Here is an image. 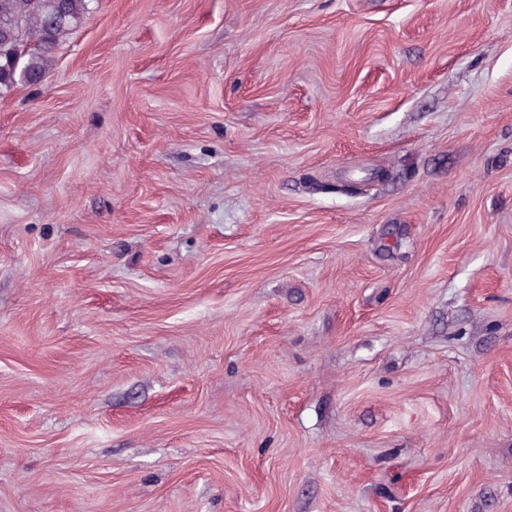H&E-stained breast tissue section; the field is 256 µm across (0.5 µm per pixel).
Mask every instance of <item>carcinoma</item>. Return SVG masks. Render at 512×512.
I'll return each mask as SVG.
<instances>
[{
  "instance_id": "carcinoma-1",
  "label": "carcinoma",
  "mask_w": 512,
  "mask_h": 512,
  "mask_svg": "<svg viewBox=\"0 0 512 512\" xmlns=\"http://www.w3.org/2000/svg\"><path fill=\"white\" fill-rule=\"evenodd\" d=\"M92 0H0V94L47 79Z\"/></svg>"
}]
</instances>
